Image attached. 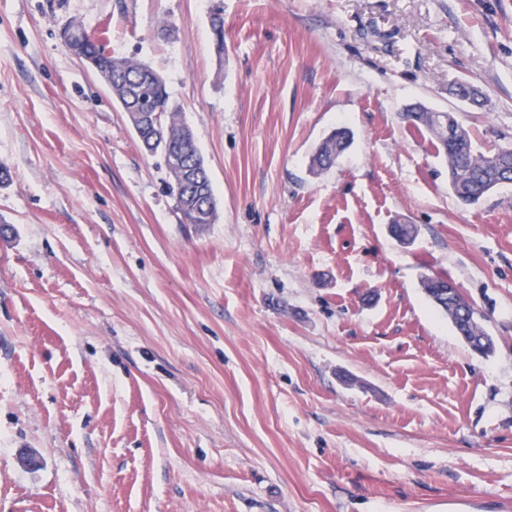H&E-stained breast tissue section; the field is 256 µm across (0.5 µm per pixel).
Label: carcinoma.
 Instances as JSON below:
<instances>
[{"instance_id": "obj_1", "label": "carcinoma", "mask_w": 512, "mask_h": 512, "mask_svg": "<svg viewBox=\"0 0 512 512\" xmlns=\"http://www.w3.org/2000/svg\"><path fill=\"white\" fill-rule=\"evenodd\" d=\"M70 54L78 59L86 58L93 62L97 72L112 79V98L122 109L128 108L125 99V89L133 87L137 97L143 104L154 112L164 116V142L150 145L140 141L141 147L150 154L161 155L176 148L189 154L193 164L200 170H206L204 160L195 144L188 140L191 129L181 119L180 105L171 100L163 77L149 65L132 58L114 57L103 46L89 41L78 40L73 44ZM401 120L410 126L424 128L438 143L439 150L448 162L449 185L455 196L465 205H475L494 189L502 185L512 184V175L504 174V167L512 168V149L501 148L492 154L477 153L468 132H463L461 142L456 143L448 138L443 129L431 122L418 121L411 118V113H401ZM352 132L346 127L334 130L317 147L311 157L310 171L319 173L326 171L336 164L337 159L351 145ZM200 191L186 186L176 197L177 210L181 221L187 224H213L216 220V206L206 211L199 203L197 195ZM444 280L439 275H424L421 279L423 290L433 305L443 312L452 323L458 336L466 344L472 339L483 336L487 338V348L483 354L486 357L494 355L496 345L493 336L481 323L480 318L473 315L464 317L463 313L473 309V306L458 293L454 297L440 303L433 292L435 284Z\"/></svg>"}]
</instances>
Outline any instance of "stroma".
I'll return each instance as SVG.
<instances>
[{
  "mask_svg": "<svg viewBox=\"0 0 512 512\" xmlns=\"http://www.w3.org/2000/svg\"><path fill=\"white\" fill-rule=\"evenodd\" d=\"M73 21L166 79L215 223ZM416 102L512 147V0H0V512H512V185L460 204ZM352 140L353 134L348 128L340 127L334 130L312 155L310 171L315 174L333 167L341 154L350 147ZM174 180L172 179V183L169 185V189L174 197H176L177 210L181 215V221L186 224H212L215 223L216 220V203L215 197L213 194L211 179L208 184H205V189H197L192 190L191 187H184L183 190L179 193L178 197L175 193L174 188ZM202 192H207L209 196L212 197L213 203L209 210V212L205 211L202 207V204L199 203V198L197 195ZM434 275V274H432ZM428 275L425 274L421 279V284L423 290L425 291L428 298L431 300L433 305L441 312H443L448 319L452 323L455 331L458 336L470 346L472 339L478 336H483L487 338V348H484L483 354L485 357H490L494 355L496 350V345L493 336L490 335L487 328L481 323L480 319H484V317H475V312L472 309L473 306L463 297V295L458 292L455 297H448V294H454L457 291V287L451 281H442L447 280V278L439 275ZM437 281H442L440 284V288L438 295L444 300L442 304L438 303L439 300L433 292V288H435V284ZM467 310V311H466ZM466 311H471V316L468 318H464L463 313Z\"/></svg>",
  "mask_w": 512,
  "mask_h": 512,
  "instance_id": "obj_1",
  "label": "stroma"
}]
</instances>
